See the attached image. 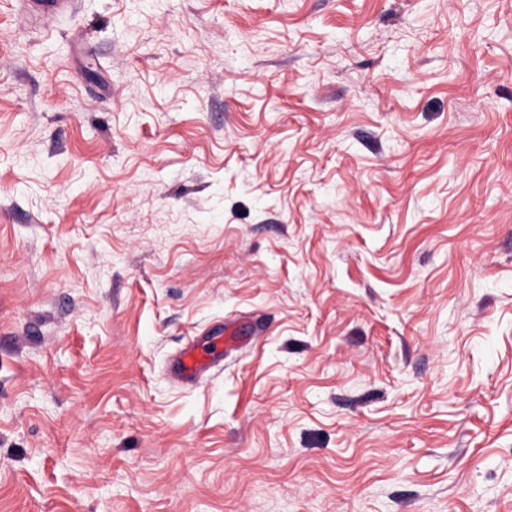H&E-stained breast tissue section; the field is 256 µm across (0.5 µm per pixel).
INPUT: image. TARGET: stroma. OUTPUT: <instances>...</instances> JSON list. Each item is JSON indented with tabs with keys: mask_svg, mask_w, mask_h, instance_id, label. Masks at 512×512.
Wrapping results in <instances>:
<instances>
[{
	"mask_svg": "<svg viewBox=\"0 0 512 512\" xmlns=\"http://www.w3.org/2000/svg\"><path fill=\"white\" fill-rule=\"evenodd\" d=\"M76 3L0 0V512H512V0ZM221 358L217 344L204 347L197 340H192L176 353L172 360V374L185 383L197 382L206 372L214 367Z\"/></svg>",
	"mask_w": 512,
	"mask_h": 512,
	"instance_id": "stroma-1",
	"label": "stroma"
}]
</instances>
